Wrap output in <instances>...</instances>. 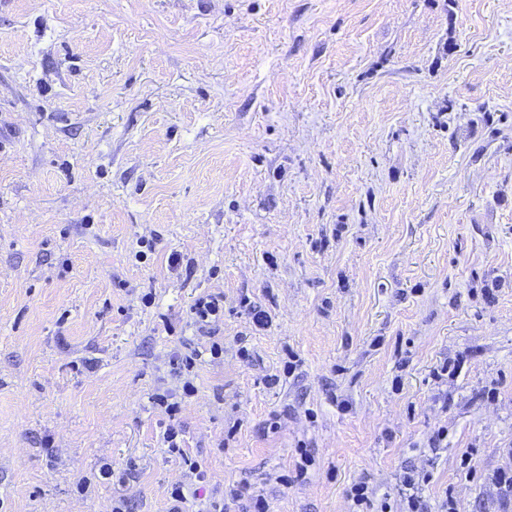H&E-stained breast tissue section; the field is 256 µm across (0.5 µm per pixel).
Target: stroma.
<instances>
[{
    "label": "stroma",
    "instance_id": "1",
    "mask_svg": "<svg viewBox=\"0 0 512 512\" xmlns=\"http://www.w3.org/2000/svg\"><path fill=\"white\" fill-rule=\"evenodd\" d=\"M510 466L512 0H0V512H504ZM190 312L197 331L210 334L207 327L212 320L224 316V295L218 293L200 296L191 306ZM428 479L427 475H417L406 473L403 476L402 483L406 487V489L413 490L412 494H409L407 497L408 503V511L406 512H429L427 504L422 500L421 496H418V492H414V490H418V486L420 482H425Z\"/></svg>",
    "mask_w": 512,
    "mask_h": 512
}]
</instances>
